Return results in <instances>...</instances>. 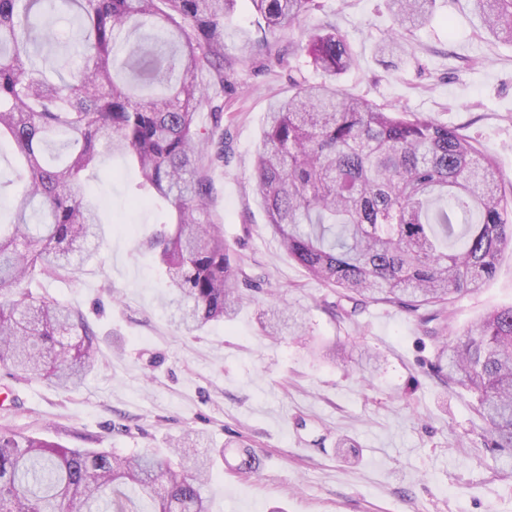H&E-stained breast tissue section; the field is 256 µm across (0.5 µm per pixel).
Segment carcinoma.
I'll return each instance as SVG.
<instances>
[{
    "label": "carcinoma",
    "mask_w": 512,
    "mask_h": 512,
    "mask_svg": "<svg viewBox=\"0 0 512 512\" xmlns=\"http://www.w3.org/2000/svg\"><path fill=\"white\" fill-rule=\"evenodd\" d=\"M42 0H0V140L23 161L14 220L0 224V364L19 379L53 378L77 387L96 362L94 332L56 299H36L34 281L60 278L97 236L101 219L84 181L106 155L138 167L140 202L165 201V220L143 246L167 276L169 305L189 331L229 321L243 294L237 258L210 209L212 172L231 150L221 128L224 93L237 64L269 54L288 34L325 80L294 82L271 103L252 177L274 236L288 257L340 297L388 303L426 326L481 288L512 247V190L494 163L456 129L422 113L400 115L344 92L336 77L357 64L336 26H309L320 0H251L259 38L226 53L224 33L237 0H62L78 13L79 70L39 69ZM436 0H389L395 28L378 44L430 20ZM485 29L512 41V0H475ZM156 31L117 49L131 27ZM211 122L196 120L203 102ZM270 307L262 330L300 327ZM440 343L435 372L473 398L493 447L512 459V306L482 315L453 348ZM213 458L190 449L171 456H122L66 448L0 430V512H209ZM148 499L144 511L137 502Z\"/></svg>",
    "instance_id": "cac0c4a2"
}]
</instances>
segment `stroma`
Returning <instances> with one entry per match:
<instances>
[{
  "label": "stroma",
  "instance_id": "35a3bbf8",
  "mask_svg": "<svg viewBox=\"0 0 512 512\" xmlns=\"http://www.w3.org/2000/svg\"><path fill=\"white\" fill-rule=\"evenodd\" d=\"M357 64L337 77L345 92L455 128L493 157L512 184V43L481 26L474 0H436L391 64L376 52L390 31L385 0H321ZM224 98L232 152L215 176L212 212L252 284L231 321L189 334L172 323L166 277L139 243L156 212L132 206L136 173L109 157L86 193L102 235L73 273L33 287L70 304L93 327L97 362L64 390L14 378L0 365V429L69 448L169 454L184 433L223 450L207 488L211 512H512V467L493 448L470 396L433 372L437 343L405 309L370 303L345 315L335 292L283 251L252 181L254 150L271 102L290 72L275 58L246 59ZM270 305L303 310L308 336H265ZM512 306V250L493 279L448 308V336L494 308ZM336 343L347 358L319 356ZM378 366L362 370L363 350ZM258 474L239 473L245 451Z\"/></svg>",
  "mask_w": 512,
  "mask_h": 512
}]
</instances>
